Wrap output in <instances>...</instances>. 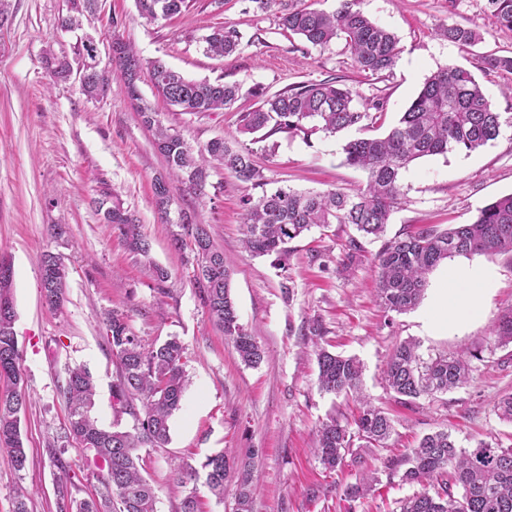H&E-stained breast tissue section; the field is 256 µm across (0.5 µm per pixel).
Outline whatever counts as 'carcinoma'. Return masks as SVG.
<instances>
[{
	"mask_svg": "<svg viewBox=\"0 0 512 512\" xmlns=\"http://www.w3.org/2000/svg\"><path fill=\"white\" fill-rule=\"evenodd\" d=\"M192 0H136L140 17L149 22L171 19L191 7ZM255 8L267 11L281 6L284 29L315 47H327L342 40L350 49L356 67L379 75L396 64L400 48L394 33L377 24L357 8L358 0H341L334 12L305 4L290 7L285 0H252ZM496 22L512 30V0H488ZM98 0H68L61 27L80 28L81 16L92 14ZM443 35L449 41L468 46L479 39L474 29L450 25ZM205 51L226 57L241 48V34L235 28L217 26L204 38ZM112 61L119 66L127 96L136 102L141 123L153 135L163 157L167 174L155 178L154 201L160 218L173 224L172 245L190 247L193 254V284L198 289L208 319L232 344L240 361L257 366L264 351L239 323L230 294L229 270L224 252L216 246L206 224H195L179 211L171 217L175 192L184 188L202 192L208 168H221L255 187L268 181L255 163L254 148L213 138L203 147L190 146L177 130L163 125L156 112L141 97L138 82L143 73L159 96L171 107L198 114L231 107L240 97L242 83L218 79L189 80L160 60L145 65L133 48L113 37ZM111 71L90 67L81 85L82 93L96 99L107 94ZM380 103L359 107L352 92L332 82H302L272 96L239 117V133L252 136L251 143L265 141L278 132L308 139L322 132L334 135L349 128L374 126L381 119ZM512 125L496 111L472 73L459 66L440 68L428 76L394 127L383 138H358L345 144V162L363 170L366 185L354 193L336 189L298 191L278 188L258 198L243 200L245 233L243 248L251 255L288 254V244L314 227L348 224L362 237L380 238L403 197L402 172L419 158L453 151L473 152L498 138L502 125ZM105 223L112 225L127 249L143 257L150 242L141 232L134 214L117 197L112 205L99 201ZM507 254L512 256V194L504 195L479 210L469 224L441 229L427 224L402 238L387 241L375 254L377 296L385 309L405 313L421 302L428 274L454 255ZM67 283V268L61 258L46 253L41 264V290L45 305L61 309ZM13 268L0 259V449L8 452L17 470L24 468L26 452L21 433V414L30 396L20 369V352L15 332L16 311L12 300ZM107 341L117 365L113 399L124 409L133 401L142 403L143 416L136 417L131 431L105 428L91 416L96 394L91 373L81 365L67 368L62 393L67 409L65 438L77 449L104 465L100 486L86 496H73L68 484L75 471L63 458L57 443L48 445L50 459L59 469L57 505L59 512H156L152 485L141 475V448H161L170 438V419L179 409L188 385L185 349L176 339L145 348L125 319L117 312L105 317ZM499 346L512 344V306L499 315L493 329ZM478 352L423 358L413 341L397 344L384 369L387 386L405 403L447 392L468 384L472 360ZM363 364L354 356H342L322 349L318 353V388L325 394H344L358 404L353 422L332 417L322 423L316 435L315 452L324 468L334 471L345 456L361 448H384L394 432L393 420L361 392ZM257 451L229 458L217 453L206 458L202 469L205 486L218 501L224 500V485H235L234 512H253L256 488L252 472ZM382 465L392 478L419 490L401 500L399 512H512V447L480 441L471 448L457 444L445 430L424 435L416 447L400 457H386ZM198 471L179 466L177 480L191 485L181 502L180 512H203L197 488ZM375 477L365 475L345 490L352 501L371 490Z\"/></svg>",
	"mask_w": 512,
	"mask_h": 512,
	"instance_id": "obj_1",
	"label": "carcinoma"
}]
</instances>
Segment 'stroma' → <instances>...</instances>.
Masks as SVG:
<instances>
[{
	"label": "stroma",
	"instance_id": "stroma-1",
	"mask_svg": "<svg viewBox=\"0 0 512 512\" xmlns=\"http://www.w3.org/2000/svg\"><path fill=\"white\" fill-rule=\"evenodd\" d=\"M9 21L0 32V257L11 261L21 368L31 400L21 427L27 461L23 470L0 451V512H10L18 488L31 491L30 512H57L56 473L47 442L63 436L65 368L80 364L92 374L97 395L92 415L105 427L133 430L136 418L115 404L116 363L106 338L108 313H123L144 347L178 338L185 347L191 384L170 420V440L140 449L142 473L155 490L157 512H179L187 492L177 466H200L225 451L239 456L258 449L253 480L254 512H398L412 486L389 479L381 460L413 447L424 435L445 430L460 446L486 440L512 445V423L494 406L512 394V346L498 347L492 328L512 305V257L456 255L428 276L414 310L388 312L376 297L374 255L391 240L425 224L447 227L472 222L480 208L512 194V127L467 153L428 156L410 164L401 180L404 197L384 239L362 240L347 258L354 230L346 224L315 228L289 245L286 258L244 253L242 201L259 196L252 184L221 169L209 172L202 195H178L179 207L196 223L209 225L232 268L231 292L239 322L264 349L257 367L242 363L209 321L191 279V254L170 245V227L153 203L152 181L165 163L151 133L141 124L120 76L107 96L87 99L76 77L54 76L46 56H69L78 34L61 28L66 0H8ZM359 9L391 30L401 53L390 71H359L344 41L314 47L282 29L276 12L255 9L252 0H194L181 16L146 22L135 0H99L85 29L95 31L99 62L107 64L112 37L131 44L146 61L160 60L193 80L243 82L248 88L232 108L200 114L169 109L149 79L139 84L166 125L192 146L215 137L237 136L240 113L301 82L333 80L349 88L356 104L381 102L375 127L351 128L311 139L275 134L273 154L257 155L270 188H336L348 193L366 184L365 173L345 162L343 147L359 137H381L397 125L425 78L439 68L462 66L475 76L497 111L512 114V74L493 72L486 55L512 56V30L500 27L485 0H359ZM456 24L479 32L468 48L440 36ZM237 28L239 53L220 59L205 54L203 39L213 27ZM118 196L133 212L151 243L149 258L129 253L117 232L103 222L94 201ZM67 232L54 237L51 227ZM62 255L69 268L61 310H47L40 269L45 252ZM480 264L497 279L481 315L463 329L440 332L426 320L437 281L447 268ZM167 269L159 285L154 266ZM320 323L312 343L307 331ZM412 339L423 357L481 350L471 381L458 389L412 404L387 390L382 371L393 346ZM360 359L362 387L385 408L395 432L384 448L358 449L336 470H325L313 452L322 421L353 417L345 396L321 394L315 348ZM378 480L356 502L344 490L366 472Z\"/></svg>",
	"mask_w": 512,
	"mask_h": 512
}]
</instances>
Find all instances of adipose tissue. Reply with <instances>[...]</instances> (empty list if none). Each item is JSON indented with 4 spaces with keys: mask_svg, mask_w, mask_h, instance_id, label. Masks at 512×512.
<instances>
[{
    "mask_svg": "<svg viewBox=\"0 0 512 512\" xmlns=\"http://www.w3.org/2000/svg\"><path fill=\"white\" fill-rule=\"evenodd\" d=\"M494 282L495 273L487 267L448 268L436 287L432 326L449 330L464 327L480 313Z\"/></svg>",
    "mask_w": 512,
    "mask_h": 512,
    "instance_id": "ef3b65f1",
    "label": "adipose tissue"
}]
</instances>
